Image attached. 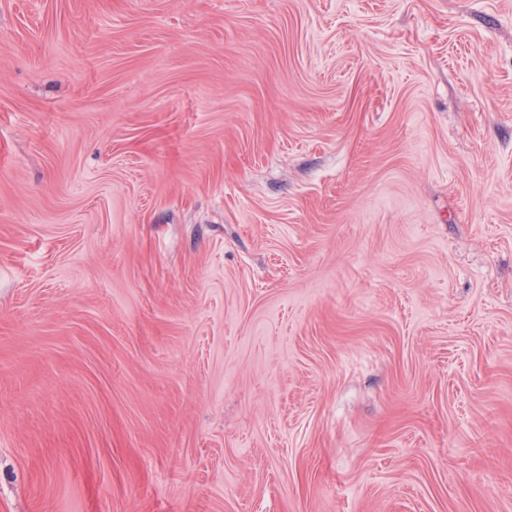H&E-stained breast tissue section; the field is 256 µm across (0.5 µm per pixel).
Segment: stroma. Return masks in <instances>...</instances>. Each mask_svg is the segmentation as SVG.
Returning <instances> with one entry per match:
<instances>
[{
	"instance_id": "35a3bbf8",
	"label": "stroma",
	"mask_w": 512,
	"mask_h": 512,
	"mask_svg": "<svg viewBox=\"0 0 512 512\" xmlns=\"http://www.w3.org/2000/svg\"><path fill=\"white\" fill-rule=\"evenodd\" d=\"M0 512H512V0H0Z\"/></svg>"
}]
</instances>
